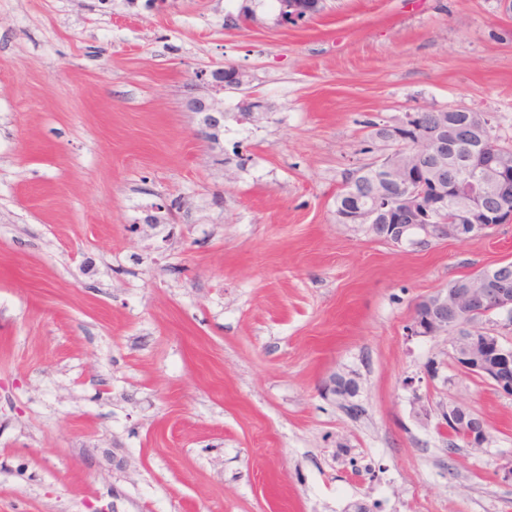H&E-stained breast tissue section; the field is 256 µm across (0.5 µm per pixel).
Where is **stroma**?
<instances>
[{
    "label": "stroma",
    "instance_id": "obj_1",
    "mask_svg": "<svg viewBox=\"0 0 512 512\" xmlns=\"http://www.w3.org/2000/svg\"><path fill=\"white\" fill-rule=\"evenodd\" d=\"M422 108L512 146L499 0H0V512H512V398L406 331L512 223L336 221L373 124ZM452 402L484 449L449 450ZM325 389L327 392L347 402V406L356 407V405L351 402V399L354 398L357 393V382L353 377H334L329 381L328 384L325 385Z\"/></svg>",
    "mask_w": 512,
    "mask_h": 512
}]
</instances>
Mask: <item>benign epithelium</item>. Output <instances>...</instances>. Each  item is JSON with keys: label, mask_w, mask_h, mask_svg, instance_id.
Listing matches in <instances>:
<instances>
[{"label": "benign epithelium", "mask_w": 512, "mask_h": 512, "mask_svg": "<svg viewBox=\"0 0 512 512\" xmlns=\"http://www.w3.org/2000/svg\"><path fill=\"white\" fill-rule=\"evenodd\" d=\"M318 0H285L283 11L294 21L319 11ZM215 88H237L242 85L241 73L226 66L213 74ZM414 116H399L391 124L380 126L375 137L380 143L378 153L361 169L356 178L369 168L385 165L386 179L400 185L402 195L387 192L375 196L369 210L360 208L339 214L341 223L354 224L384 239L393 246L417 245L431 239H459L477 236L498 224L512 221V177L507 169L512 159L500 151V144L487 140L480 146L483 159L475 178L458 177L456 195L432 176L424 165V157L441 158L447 150L448 122L422 136L427 145L425 156L415 159L404 151L403 131L411 128ZM492 275L480 276L464 287L448 285L419 300L422 315L411 326L412 336H446L451 348L450 358L460 370L483 377L497 392L512 397V344L505 334L512 332V289L492 288ZM495 315L497 329L482 334L483 342L471 328L478 321L474 314ZM327 392L353 406L357 382L352 377L337 376L325 385ZM473 430L466 436L469 447L481 449L489 441L484 421L472 417Z\"/></svg>", "instance_id": "7a95c632"}]
</instances>
